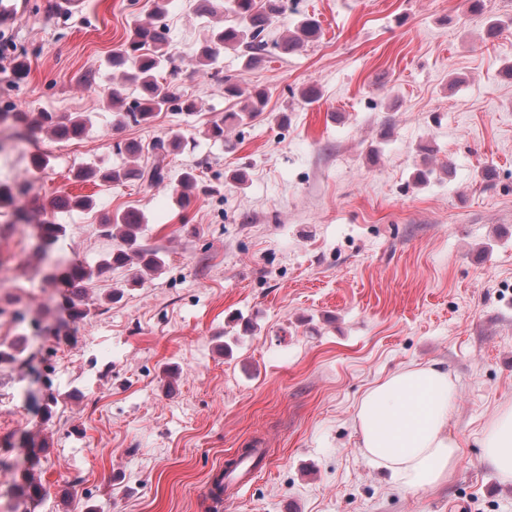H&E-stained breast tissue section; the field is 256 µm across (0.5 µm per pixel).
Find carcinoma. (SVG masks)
<instances>
[{"label":"carcinoma","instance_id":"1","mask_svg":"<svg viewBox=\"0 0 512 512\" xmlns=\"http://www.w3.org/2000/svg\"><path fill=\"white\" fill-rule=\"evenodd\" d=\"M288 9V0H230L228 13L231 19L224 21V27L214 33L210 44L199 49L195 56L196 63L208 66L221 50L231 48L242 50L252 60H258L270 53L266 31L273 20L283 15ZM298 34L289 36L278 44L282 53H292L301 48L305 42L320 35L321 26L317 19L308 18L297 26ZM172 49L167 28L153 23L135 26L130 39L122 49L112 53L110 64L112 72L120 74L123 81L135 86L138 96L124 111L118 113V122L139 125L150 121L164 110L192 112L195 101L185 98L170 85L159 81V73L172 59ZM267 94L256 90L248 96V101L240 112H231L224 119L213 123L207 130L208 136L217 141L224 139V126L229 120H242L243 116L253 117L265 108ZM38 124L50 128L58 140H71L81 137L87 129V120L76 116L66 122L54 119L49 112L39 115ZM186 147V141L178 134L160 138L144 146L140 142L128 141L116 145V149L130 157H137L143 152L151 153L153 160L145 166H122L112 169H81L78 176L97 178L104 183H125L138 181L149 184H161L168 177V158ZM178 185L182 188L181 205H191L193 197L190 191L201 194L210 192V187L201 183L192 170H184L178 175ZM92 204L88 198H73L66 195L56 197L52 206L57 210L85 208ZM105 227L110 236L120 239L121 247L112 252L110 258L92 269L74 262L67 269L63 284L75 299L84 297L93 278L113 266H125L136 262L144 271H153L159 261L154 253L139 244L143 232L142 216L136 210H127L106 220ZM61 224L40 225V244L44 249L56 243L64 236ZM20 494L31 501H41L46 496V489L34 474L30 473L24 484L17 486Z\"/></svg>","mask_w":512,"mask_h":512}]
</instances>
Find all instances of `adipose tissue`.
<instances>
[{"label":"adipose tissue","instance_id":"1","mask_svg":"<svg viewBox=\"0 0 512 512\" xmlns=\"http://www.w3.org/2000/svg\"><path fill=\"white\" fill-rule=\"evenodd\" d=\"M457 386L436 363L403 367L369 388L354 417L361 450L408 491L435 489L455 471L460 445L448 432ZM482 461L512 482V404L499 407L482 439Z\"/></svg>","mask_w":512,"mask_h":512}]
</instances>
